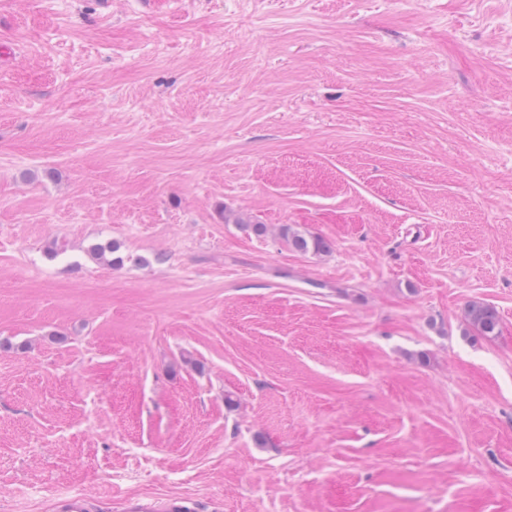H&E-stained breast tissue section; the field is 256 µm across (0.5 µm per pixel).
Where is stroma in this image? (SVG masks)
Returning a JSON list of instances; mask_svg holds the SVG:
<instances>
[{
	"label": "stroma",
	"mask_w": 512,
	"mask_h": 512,
	"mask_svg": "<svg viewBox=\"0 0 512 512\" xmlns=\"http://www.w3.org/2000/svg\"><path fill=\"white\" fill-rule=\"evenodd\" d=\"M74 492L512 512V0H0V512ZM282 238L287 244L296 251L302 253L313 252L315 254L325 252L328 248L327 243L319 238L313 236H305L298 232L292 231L288 227L282 229ZM466 318L481 335L497 334L499 318L494 308L485 304H471L466 311Z\"/></svg>",
	"instance_id": "1"
}]
</instances>
